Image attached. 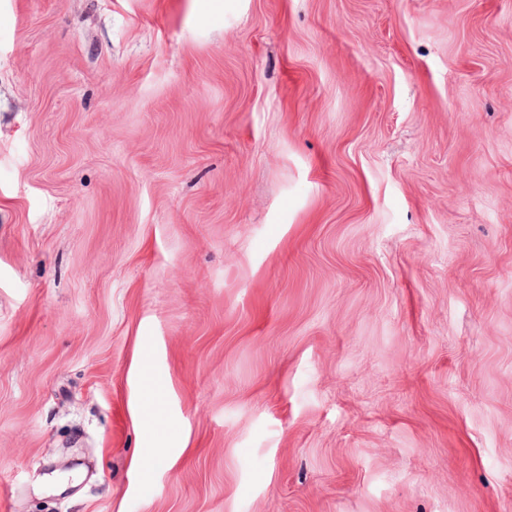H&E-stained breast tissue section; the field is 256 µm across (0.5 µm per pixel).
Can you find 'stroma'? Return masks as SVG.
<instances>
[{
	"instance_id": "stroma-1",
	"label": "stroma",
	"mask_w": 512,
	"mask_h": 512,
	"mask_svg": "<svg viewBox=\"0 0 512 512\" xmlns=\"http://www.w3.org/2000/svg\"><path fill=\"white\" fill-rule=\"evenodd\" d=\"M0 512H512V0H0ZM142 380V394L136 402L133 412L137 421L141 423L147 432L151 446L148 448V457L141 458V462L164 455L166 447L163 446L155 425L160 422V412L163 405L165 386L163 381L144 367L139 368Z\"/></svg>"
}]
</instances>
